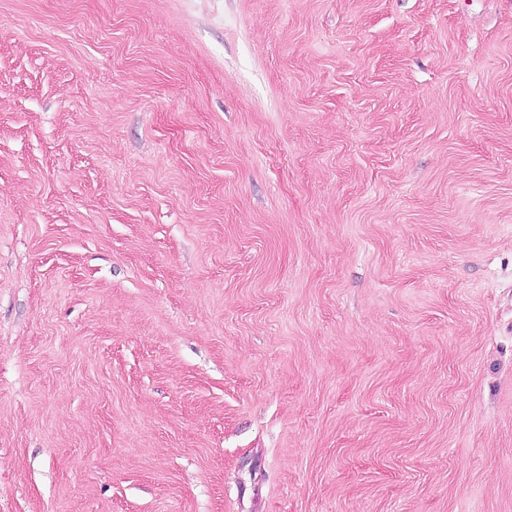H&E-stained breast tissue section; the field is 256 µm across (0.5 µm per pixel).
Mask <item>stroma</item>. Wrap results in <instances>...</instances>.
Listing matches in <instances>:
<instances>
[{
    "label": "stroma",
    "instance_id": "stroma-1",
    "mask_svg": "<svg viewBox=\"0 0 512 512\" xmlns=\"http://www.w3.org/2000/svg\"><path fill=\"white\" fill-rule=\"evenodd\" d=\"M0 512H512V0H0Z\"/></svg>",
    "mask_w": 512,
    "mask_h": 512
}]
</instances>
